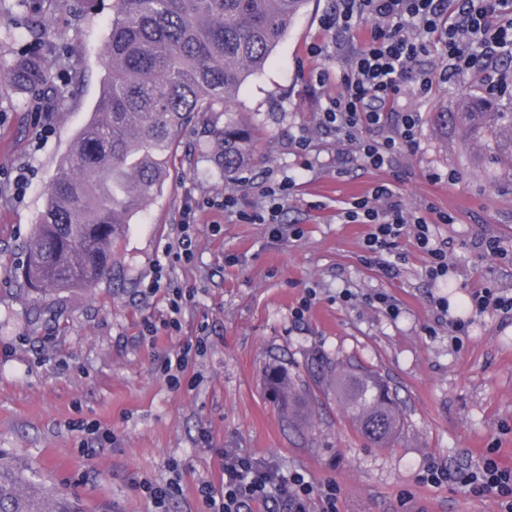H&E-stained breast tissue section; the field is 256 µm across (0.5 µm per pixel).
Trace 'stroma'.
Instances as JSON below:
<instances>
[{
    "label": "stroma",
    "mask_w": 512,
    "mask_h": 512,
    "mask_svg": "<svg viewBox=\"0 0 512 512\" xmlns=\"http://www.w3.org/2000/svg\"><path fill=\"white\" fill-rule=\"evenodd\" d=\"M335 8L310 0L241 88L234 108L257 142L240 179L225 176L210 137L181 135L161 193L132 218L111 274L90 289L44 292L22 277L27 245L51 176L95 111L112 0H80L65 14L44 7L51 40L84 82L66 111L48 114L0 79V462L82 512H155L143 482L175 477L182 492L169 512H205L198 483L221 484L226 450L336 484V512H502L496 495L463 478L487 455L512 468V313L474 317L456 342L436 303L458 317L476 288L512 294V136L493 146L469 127V81L440 82L424 96L411 82L399 105L420 114L417 151L367 166L355 142L319 126L340 91L336 73L371 31H325ZM439 112L447 123L435 121ZM302 135L311 140L304 158L293 148ZM21 172L28 180L18 191ZM287 177L279 220L291 233L276 238L270 225L240 221L238 210L261 206L265 188ZM381 182L395 185L407 211L425 214L448 251L447 276L430 278L410 234L371 255L369 225L344 221L346 202ZM228 194L237 211L220 208ZM188 205L195 256L172 270L188 294L182 330L146 336L143 320L161 322L167 302L142 290ZM489 239L504 256L483 252ZM199 336L203 353L172 387L163 357ZM315 361L361 366L389 385L404 418L390 445L361 437L325 385L310 389L311 428L288 426L267 398L265 370L276 362L305 380ZM433 462L448 467L447 483L425 481Z\"/></svg>",
    "instance_id": "35a3bbf8"
}]
</instances>
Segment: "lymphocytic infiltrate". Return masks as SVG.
<instances>
[{
  "mask_svg": "<svg viewBox=\"0 0 512 512\" xmlns=\"http://www.w3.org/2000/svg\"><path fill=\"white\" fill-rule=\"evenodd\" d=\"M363 20L374 24L371 41L340 71L341 91L322 112L320 123L347 138L368 131L358 149L376 169L417 147V112L396 107L405 83L418 80L425 95L434 82L477 74L492 57L512 63V0H336V10L324 25L348 32ZM438 31L448 48L447 66L438 72L418 68L420 56L430 52L427 35ZM343 217L371 225L365 248L372 253L384 249L389 239L413 233L430 259V275H447L446 251L434 246L424 216L404 210L393 184H376L368 194L354 198ZM180 229L177 242L167 244L144 289L150 296L166 293L164 324L174 334L182 328L179 315L186 295L169 278V266L194 259L190 219H183ZM468 482L497 495L505 512H512V469L488 457L470 473ZM199 494L208 512H310L314 500L323 503V512H336L335 484H317L298 472L284 478L275 467L233 452L224 455L221 486L201 482Z\"/></svg>",
  "mask_w": 512,
  "mask_h": 512,
  "instance_id": "f902f5d3",
  "label": "lymphocytic infiltrate"
}]
</instances>
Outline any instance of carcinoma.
Masks as SVG:
<instances>
[{"mask_svg": "<svg viewBox=\"0 0 512 512\" xmlns=\"http://www.w3.org/2000/svg\"><path fill=\"white\" fill-rule=\"evenodd\" d=\"M307 0H113L102 48L107 75L93 119L76 135L49 181L45 210L27 248L25 279L44 291L91 288L111 272L112 252L130 219L161 191L179 134L199 127L211 137L224 174L250 160L253 131L241 123L233 101L259 74ZM10 9L37 15L30 27L47 49L46 18L32 0ZM15 90L47 97L66 109V86L42 51L8 66ZM336 371V393L356 431L375 445L388 444L402 418L389 390L365 372ZM266 389L280 414L305 426L310 410L287 370L267 372ZM0 512H71L53 488L37 495L21 474L0 465Z\"/></svg>", "mask_w": 512, "mask_h": 512, "instance_id": "cac0c4a2", "label": "carcinoma"}]
</instances>
